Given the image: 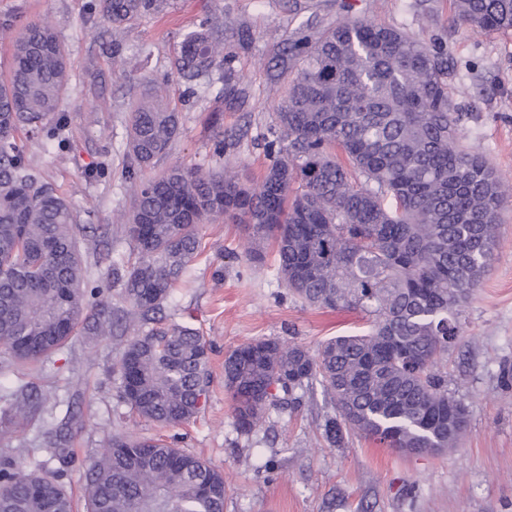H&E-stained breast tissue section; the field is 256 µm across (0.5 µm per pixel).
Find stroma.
I'll return each instance as SVG.
<instances>
[{
    "mask_svg": "<svg viewBox=\"0 0 512 512\" xmlns=\"http://www.w3.org/2000/svg\"><path fill=\"white\" fill-rule=\"evenodd\" d=\"M92 0H0V22L21 30L36 20L53 28L68 49L70 88L59 116L64 146L29 134L18 141L56 192L72 201L81 220L109 226L105 259L91 267L90 286L113 307L122 302L112 267L131 247L121 222L134 199L126 180L125 124L143 80L161 86L179 113L181 130L168 154L145 177L174 164L225 167L259 181L268 159L260 145L273 127L272 103L288 83L280 62L288 41L307 22L329 24L352 4L376 23L405 29L428 43H447L454 61L449 92L465 118L461 141L482 154L512 189V32H472L454 24L451 0H171L168 14L124 29L123 66L112 36L90 16ZM227 27L246 21L255 42L233 67L249 92L244 104L227 101L221 80L187 88L171 73L184 35L212 14ZM494 267L474 292L461 323L463 336L436 366L448 393L467 408L469 426L457 448L411 454L348 433L330 446L325 423L337 403L320 383L300 391L295 407L269 409L264 426L243 435L234 426L224 389V359L256 339H276L309 351L328 339L361 332V310L321 309L290 294L276 269L274 248L246 260L243 225L215 219L200 225L201 250L164 308L166 320L197 329L208 348L209 384L190 422L162 428L119 400L112 363L127 341L120 328L103 337H75L41 367L0 373V396L23 389L38 407L9 422L0 452L28 464L46 432L62 429L65 484L82 499V475L114 432L178 439L224 476V512H512V196L501 213Z\"/></svg>",
    "mask_w": 512,
    "mask_h": 512,
    "instance_id": "obj_1",
    "label": "stroma"
}]
</instances>
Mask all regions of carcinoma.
I'll return each mask as SVG.
<instances>
[{"mask_svg": "<svg viewBox=\"0 0 512 512\" xmlns=\"http://www.w3.org/2000/svg\"><path fill=\"white\" fill-rule=\"evenodd\" d=\"M169 2L98 0L90 11L118 29ZM453 11L472 30L512 31V0H453ZM291 51L299 67L273 105L270 164L255 187L224 168L182 164L139 180L166 156L180 121L156 92L129 105L126 174L139 184L125 220L131 254L112 269L130 307L131 339L112 369L119 398L161 426L200 411L205 342L159 313L200 252L198 226L222 216L248 230L247 260L274 242L292 294L317 308H359L371 323L315 354L273 339L234 349L224 388L237 430H259L270 407L294 405L317 380L340 408L325 425L335 446L353 431L408 453L454 448L466 408L434 365L460 339V308L492 266L505 192L485 158L460 144L448 50L350 12L307 25ZM234 58L220 23L206 19L185 35L171 70L189 84L218 71L225 97L242 104ZM69 81L56 32L24 26L0 81V345L17 364L41 363L80 332L112 334V306L88 300L80 214L16 141L23 130L56 139L47 121ZM83 479L86 512H224V476L173 438L114 433ZM74 507L60 471L0 456V512Z\"/></svg>", "mask_w": 512, "mask_h": 512, "instance_id": "1", "label": "carcinoma"}]
</instances>
